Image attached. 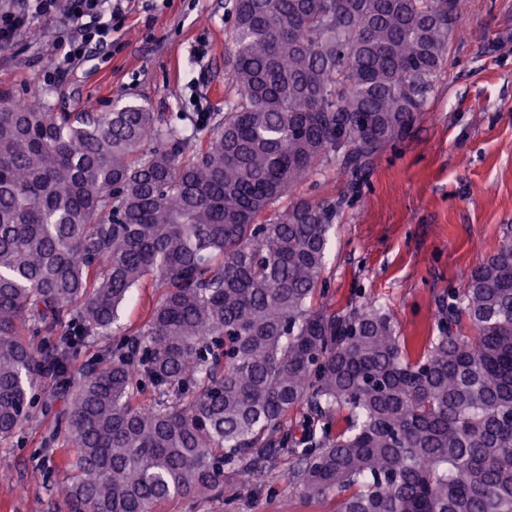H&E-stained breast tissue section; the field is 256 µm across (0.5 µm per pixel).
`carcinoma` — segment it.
Here are the masks:
<instances>
[{
	"mask_svg": "<svg viewBox=\"0 0 512 512\" xmlns=\"http://www.w3.org/2000/svg\"><path fill=\"white\" fill-rule=\"evenodd\" d=\"M464 3L227 0L235 93L182 126L0 89V439L37 382L67 380V512L222 498L285 449L329 512H512V240L437 334L402 336L371 305L318 303L336 202L279 207L410 133ZM148 277L144 324L77 364Z\"/></svg>",
	"mask_w": 512,
	"mask_h": 512,
	"instance_id": "1",
	"label": "carcinoma"
}]
</instances>
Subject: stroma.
Masks as SVG:
<instances>
[{"instance_id":"obj_1","label":"stroma","mask_w":512,"mask_h":512,"mask_svg":"<svg viewBox=\"0 0 512 512\" xmlns=\"http://www.w3.org/2000/svg\"><path fill=\"white\" fill-rule=\"evenodd\" d=\"M225 0H129L122 26L62 80L57 22L35 16L0 47V85L15 101L47 95L59 110H111L133 102L173 119L216 112L231 84ZM299 195L335 198V235L325 271L327 301L339 310L372 303L404 336H424L440 299L461 293L471 271L512 238V0H467L448 46V66L425 114L403 140L383 148L358 180L335 169ZM152 282L133 289L111 330L87 337L79 363L111 352L113 338L143 323L157 299ZM63 383L35 389L30 419L0 440V512H65L53 462ZM308 502L280 456L250 481L228 484L223 500H181L165 512H326Z\"/></svg>"}]
</instances>
